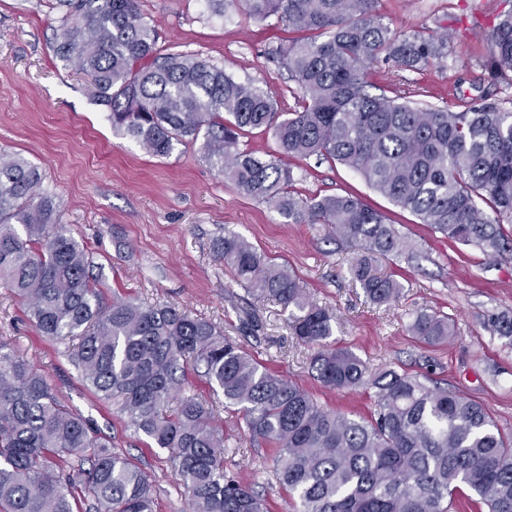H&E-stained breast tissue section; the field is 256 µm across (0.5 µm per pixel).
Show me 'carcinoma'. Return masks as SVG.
<instances>
[{"label":"carcinoma","instance_id":"1","mask_svg":"<svg viewBox=\"0 0 512 512\" xmlns=\"http://www.w3.org/2000/svg\"><path fill=\"white\" fill-rule=\"evenodd\" d=\"M229 2L288 29L280 58L301 90L300 109L279 112L270 96L210 62L163 52L138 0H57L52 50L83 75L112 129L147 153L167 157L200 140L202 158L245 195L293 224H326L337 240L360 247L350 274L373 304L402 292L375 259L412 254L415 244L355 195L295 194L285 159L337 162L449 239L491 257L512 252L503 229L512 224V110L485 101L463 112L419 109L409 88L371 92L368 74L380 56L422 70L447 57V35L391 33L378 0ZM491 43L495 62L512 71V12L494 26ZM252 129L272 131L278 152L241 149ZM43 182L26 159L0 155V284L26 303L42 335L78 340L71 359L89 389L157 447L175 450L190 512H267L264 499L224 471L214 408L182 395L190 365L204 368L225 408L242 413L253 441L274 448L295 512H449L465 487L488 512H512V434L480 403L418 374L367 373L354 353L327 343L333 314L308 303L287 269L257 278L265 256L234 234L214 244L224 264L257 295L299 312L292 329L318 347L312 370L323 386L373 390L367 416L324 408L208 320L134 297L104 303L90 253L63 231L66 212ZM489 327L512 343V315H492ZM408 331L434 344L455 326L419 310ZM79 453L91 461L84 491L93 512H154L151 476L90 432L0 340V512H74L77 482L66 463Z\"/></svg>","mask_w":512,"mask_h":512}]
</instances>
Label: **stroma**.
Returning a JSON list of instances; mask_svg holds the SVG:
<instances>
[{
	"label": "stroma",
	"mask_w": 512,
	"mask_h": 512,
	"mask_svg": "<svg viewBox=\"0 0 512 512\" xmlns=\"http://www.w3.org/2000/svg\"><path fill=\"white\" fill-rule=\"evenodd\" d=\"M53 2L0 0V151L42 168L44 188L65 207L67 232L93 258L104 299L134 296L186 309L216 323L327 409L355 419L368 415L369 392H338L316 380L315 350L293 336L290 310L234 282L213 247L232 233L264 254L269 267L293 272L309 302L333 309V347L353 352L372 372L426 375L482 404L503 432L512 433V344L487 326L490 315L512 313V258L495 261L448 240L341 164L292 161L293 191L359 196L416 244L412 257L378 259L403 291L392 304H372L349 273L359 247L338 242L327 225L289 223L270 204L225 182L197 145L157 158L114 133L82 76L53 55L59 17ZM139 8L164 51L198 55L269 95L281 111L298 109L300 89L279 59L288 33L276 18L256 21L238 6L218 13L201 0H140ZM377 9L397 34H447L448 56L418 72L379 59L369 72L374 86L405 83L416 89L419 105L454 112L480 98L512 109V84L500 79L489 42L512 0H378ZM422 309L452 318L455 335L435 345L416 340L407 327ZM0 340L32 362L115 451L151 476L155 512H189L171 450L134 432L111 402L87 389L68 344L41 336L26 304L1 285ZM183 392L214 407L224 428L227 473L247 481L269 512H292L293 500L271 468V448L250 439L241 415L224 409L203 377L189 374Z\"/></svg>",
	"instance_id": "35a3bbf8"
}]
</instances>
